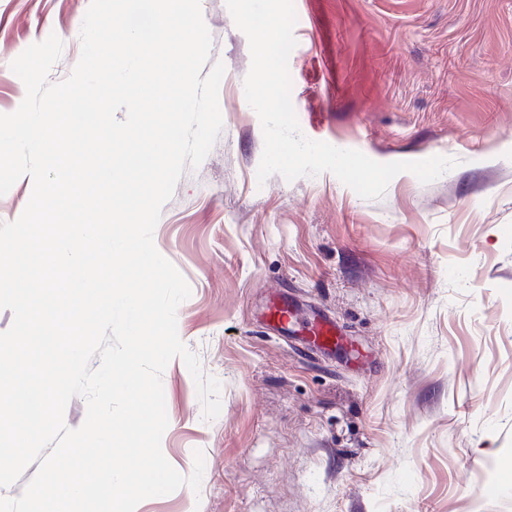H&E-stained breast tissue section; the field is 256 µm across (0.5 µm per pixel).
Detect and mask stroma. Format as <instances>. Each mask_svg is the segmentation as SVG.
Wrapping results in <instances>:
<instances>
[{"mask_svg": "<svg viewBox=\"0 0 512 512\" xmlns=\"http://www.w3.org/2000/svg\"><path fill=\"white\" fill-rule=\"evenodd\" d=\"M90 0H0V114L26 90L31 44L81 53ZM291 100L305 137L402 172L377 200L331 172L258 183L245 34L201 0L222 62L223 130L186 169L154 231L190 297L180 339L221 383L205 420L182 359L162 374V451L182 475L136 512H512V0H293ZM276 299L333 319L361 358L276 335Z\"/></svg>", "mask_w": 512, "mask_h": 512, "instance_id": "stroma-1", "label": "stroma"}]
</instances>
